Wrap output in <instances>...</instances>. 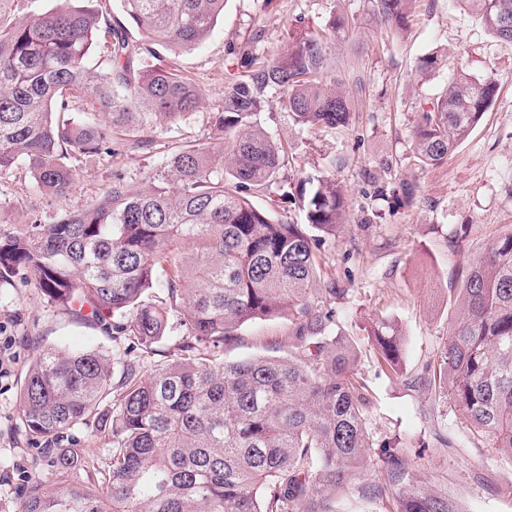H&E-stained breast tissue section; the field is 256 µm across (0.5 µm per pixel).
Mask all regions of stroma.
I'll return each mask as SVG.
<instances>
[{
  "mask_svg": "<svg viewBox=\"0 0 512 512\" xmlns=\"http://www.w3.org/2000/svg\"><path fill=\"white\" fill-rule=\"evenodd\" d=\"M375 0H227L212 34L178 52L143 53L148 67L174 61L198 88L203 112L221 111L224 90L244 71L240 47L272 58L289 36L303 35L344 17L348 30L328 49L333 78L349 95V127L300 128L278 104L260 115L272 139L287 146L288 173L315 172L336 180L348 195V221L323 254V271L336 285V331L358 350L357 372L371 387L367 424L373 444L399 441L416 474L456 497L464 512H512V456L474 439L447 394L410 380L436 362L454 322L448 296L459 269L499 234L512 229V44L498 41L458 0H413L406 28L376 22ZM438 58L423 72L422 57ZM499 81L496 97L471 136L440 166L422 164L413 127L421 105L457 70ZM153 145L116 144L113 155L76 162L66 196L36 188L24 166L0 175V225L49 224L62 211L95 201L118 178L140 182L174 149L208 145L216 132L190 115L147 130ZM418 186L407 199L401 185ZM395 322L404 342L403 372L390 379L370 343L372 324ZM291 321L281 314L250 322L226 358L278 356L288 351ZM50 346L73 351L115 344L93 325L49 306L34 279L0 288V512H19L18 489L35 454L19 428V391L33 355ZM448 445H441V438Z\"/></svg>",
  "mask_w": 512,
  "mask_h": 512,
  "instance_id": "obj_1",
  "label": "stroma"
}]
</instances>
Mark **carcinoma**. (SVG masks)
Masks as SVG:
<instances>
[{
	"instance_id": "1",
	"label": "carcinoma",
	"mask_w": 512,
	"mask_h": 512,
	"mask_svg": "<svg viewBox=\"0 0 512 512\" xmlns=\"http://www.w3.org/2000/svg\"><path fill=\"white\" fill-rule=\"evenodd\" d=\"M226 0H123L146 42L176 51L212 33ZM412 0H377L380 21L400 26ZM496 38L512 43V0H460ZM336 21L288 42L224 90L211 113L222 145L181 147L141 183L118 180L87 208L51 224L0 229V286L33 277L47 303L93 321L123 348L49 347L20 388L26 440L52 479L30 478L20 512H337L345 498L383 512H464L455 498L413 476L396 442L375 447L374 405L355 372V349L333 334L336 288L321 285L319 254L336 239L347 193L326 176L294 180L288 150L261 126L267 93L300 127H347L351 102L327 62ZM105 54L89 65L92 47ZM144 48L125 27L80 0L21 25L0 23V174L25 166L37 188L64 196L81 159L136 149L144 131L196 113V86L166 67L140 68ZM498 80L460 69L427 102L413 130L421 162L438 165L469 138ZM276 193L305 223L275 222L253 202ZM165 275L166 298L148 292ZM459 314L443 356L418 382L447 391L473 437L512 454V230L461 274ZM291 317L285 356L227 360L247 322ZM176 351L154 369L171 321ZM372 345L385 376H399L403 343L387 320ZM94 425L111 466L73 431ZM377 459L380 477L362 476Z\"/></svg>"
}]
</instances>
